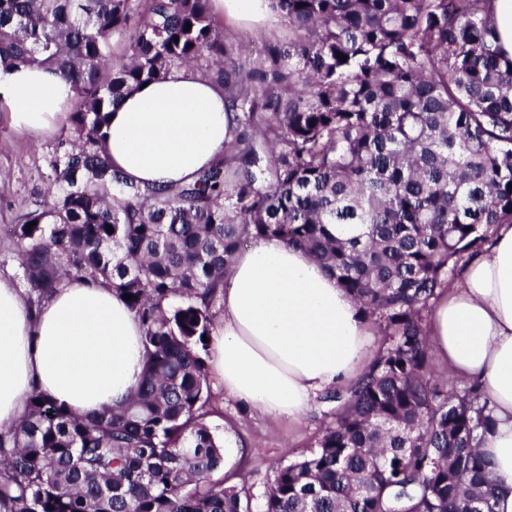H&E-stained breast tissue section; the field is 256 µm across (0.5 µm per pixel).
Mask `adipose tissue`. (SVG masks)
<instances>
[{
	"label": "adipose tissue",
	"instance_id": "1",
	"mask_svg": "<svg viewBox=\"0 0 512 512\" xmlns=\"http://www.w3.org/2000/svg\"><path fill=\"white\" fill-rule=\"evenodd\" d=\"M74 98L47 67H0V112L24 131L49 128ZM224 91L192 66L127 92L108 115L104 144L130 180L189 181L224 155L232 135ZM211 373L261 413L297 419L328 389L354 385L375 353L374 333L334 275L278 238L237 253L224 278ZM428 334L453 376L478 385L493 424L480 451L491 462L492 512H512V224L439 296ZM142 329L123 297L77 278L39 307L0 277V427L18 422L32 391L79 414L121 404L140 379Z\"/></svg>",
	"mask_w": 512,
	"mask_h": 512
}]
</instances>
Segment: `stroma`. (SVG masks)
Masks as SVG:
<instances>
[{
  "label": "stroma",
  "mask_w": 512,
  "mask_h": 512,
  "mask_svg": "<svg viewBox=\"0 0 512 512\" xmlns=\"http://www.w3.org/2000/svg\"><path fill=\"white\" fill-rule=\"evenodd\" d=\"M68 125L69 120L64 117L52 130L33 136L14 128L0 113V275L9 277L23 290L28 284L10 229L32 201L45 194L46 159ZM209 394L204 421L219 436L225 427H232L245 442L246 449L243 455L233 458L232 469L238 472V484L250 498L251 512H262L277 469L316 450L322 431L334 419L336 405L320 397L305 418L291 420L259 414L214 382L209 385Z\"/></svg>",
  "instance_id": "stroma-1"
}]
</instances>
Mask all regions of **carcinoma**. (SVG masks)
<instances>
[{
    "mask_svg": "<svg viewBox=\"0 0 512 512\" xmlns=\"http://www.w3.org/2000/svg\"><path fill=\"white\" fill-rule=\"evenodd\" d=\"M495 2L269 0L291 37L246 67L210 0H0V64L53 68L75 92L47 159L51 201L13 228L27 281L40 301L83 275L133 295L144 347L119 409L80 416L31 394L0 431V512H249L217 477L203 337L235 255L265 237L320 262L387 339L336 396L318 450L277 470L263 512H492L477 449L491 411L430 371L424 322L465 256L512 223ZM183 65L224 89L232 139L193 181L143 188L107 161L106 118Z\"/></svg>",
    "mask_w": 512,
    "mask_h": 512,
    "instance_id": "obj_1",
    "label": "carcinoma"
}]
</instances>
